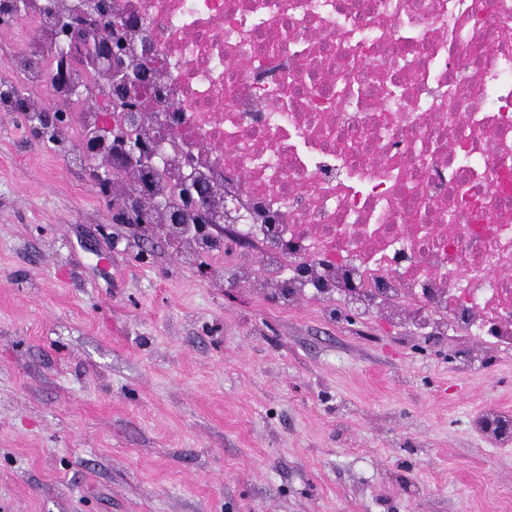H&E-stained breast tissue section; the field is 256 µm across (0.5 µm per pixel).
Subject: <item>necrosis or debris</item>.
I'll return each instance as SVG.
<instances>
[{"label":"necrosis or debris","mask_w":512,"mask_h":512,"mask_svg":"<svg viewBox=\"0 0 512 512\" xmlns=\"http://www.w3.org/2000/svg\"><path fill=\"white\" fill-rule=\"evenodd\" d=\"M47 1L25 0L18 38L60 40L80 2ZM112 13L154 42L139 129L159 148L138 172L163 211L193 173L241 198L237 237L266 250L261 287L512 347V39L499 36L512 0H112ZM364 50L347 103L313 109ZM452 78L463 96L437 107Z\"/></svg>","instance_id":"1"}]
</instances>
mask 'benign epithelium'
Instances as JSON below:
<instances>
[{"label": "benign epithelium", "instance_id": "benign-epithelium-1", "mask_svg": "<svg viewBox=\"0 0 512 512\" xmlns=\"http://www.w3.org/2000/svg\"><path fill=\"white\" fill-rule=\"evenodd\" d=\"M96 59L109 83L108 94L100 111L95 113V124L101 128L121 120L126 129L112 134L105 149L103 163L112 169V177H120L124 170L142 162L143 157L156 149V144L143 137L133 126L141 111V93L152 86L153 46L141 41L129 43L127 28L112 19V0H92L90 6L70 20L64 39L55 48V65L46 72V86L52 103L33 117L19 113V120L28 125L30 133L41 136L67 124L70 120V104L80 97V85L69 81L68 76L84 60L87 50ZM135 49L141 58L140 66L132 70L128 66L127 50ZM182 195L186 211L180 213V223L194 224L206 233L207 243L223 242L209 233V228L224 223V213L232 212L235 201L220 199L207 185L186 178ZM158 206H147L138 199H126L122 207L112 215V220L149 229L157 224Z\"/></svg>", "mask_w": 512, "mask_h": 512}]
</instances>
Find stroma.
Instances as JSON below:
<instances>
[{
    "label": "stroma",
    "instance_id": "35a3bbf8",
    "mask_svg": "<svg viewBox=\"0 0 512 512\" xmlns=\"http://www.w3.org/2000/svg\"><path fill=\"white\" fill-rule=\"evenodd\" d=\"M0 112V512H512V349L215 275Z\"/></svg>",
    "mask_w": 512,
    "mask_h": 512
}]
</instances>
